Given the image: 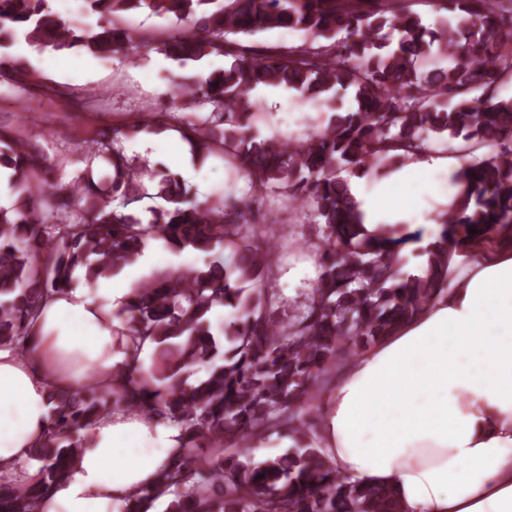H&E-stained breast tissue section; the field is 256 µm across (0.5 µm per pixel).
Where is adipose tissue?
<instances>
[{
    "label": "adipose tissue",
    "mask_w": 512,
    "mask_h": 512,
    "mask_svg": "<svg viewBox=\"0 0 512 512\" xmlns=\"http://www.w3.org/2000/svg\"><path fill=\"white\" fill-rule=\"evenodd\" d=\"M458 168L427 156L351 193L367 227L410 224L421 200L453 190L430 173ZM129 295L114 279L92 295H51L28 323L26 351L0 347V472L13 482L35 477L21 463L44 438L49 391L86 382L73 356L94 362L108 390L113 371L153 354L152 341L125 330ZM318 407L319 446L339 473L389 485L402 512H512V253L474 250L466 276L358 355ZM87 435L43 512H119L183 453L177 426L136 410L103 413Z\"/></svg>",
    "instance_id": "obj_1"
}]
</instances>
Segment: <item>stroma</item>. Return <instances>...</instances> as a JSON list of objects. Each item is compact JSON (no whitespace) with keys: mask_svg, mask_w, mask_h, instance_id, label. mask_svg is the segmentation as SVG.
I'll use <instances>...</instances> for the list:
<instances>
[{"mask_svg":"<svg viewBox=\"0 0 512 512\" xmlns=\"http://www.w3.org/2000/svg\"><path fill=\"white\" fill-rule=\"evenodd\" d=\"M13 56L24 58L35 72L25 93L24 103L6 98L7 84L0 83V124L25 126L32 143L53 162V175L70 181L84 170L81 144L95 137L105 122L123 123L142 112L154 111L161 103L172 81L178 77H206L212 70L223 67V58L208 56L179 65L159 50L145 53L115 54L102 60L83 50L75 49L55 58L54 69H45L42 55L33 47L12 48ZM63 83L72 92L66 96L50 94L49 86ZM105 90L104 113L85 108L87 91ZM46 114L53 134L42 133L32 123L33 117ZM259 123L261 131L302 137L309 133L320 118L318 108L289 90L280 103L264 102ZM294 233L288 246L277 249L278 261L267 285L272 289L280 313H296L305 293L315 284L320 267L317 236L313 220L296 210L290 215Z\"/></svg>","mask_w":512,"mask_h":512,"instance_id":"obj_1","label":"stroma"}]
</instances>
